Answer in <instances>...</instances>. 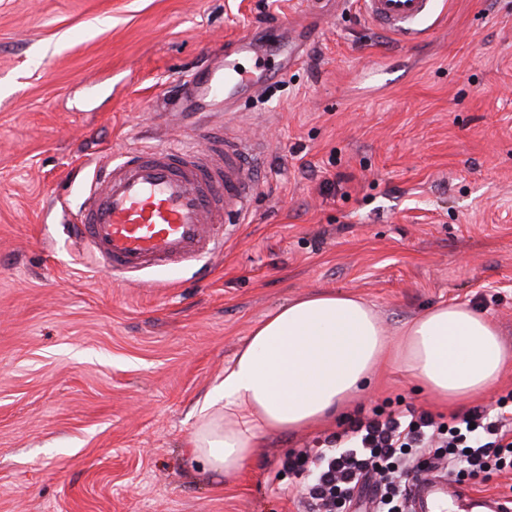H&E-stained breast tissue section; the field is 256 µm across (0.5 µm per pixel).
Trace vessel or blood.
<instances>
[{
  "label": "vessel or blood",
  "instance_id": "obj_1",
  "mask_svg": "<svg viewBox=\"0 0 512 512\" xmlns=\"http://www.w3.org/2000/svg\"><path fill=\"white\" fill-rule=\"evenodd\" d=\"M434 0H361L377 29L407 43L419 39L422 19ZM287 24L266 57L278 58L280 71L301 59L303 41H289ZM256 45L244 37L224 46V56L193 72L183 85L182 105L209 100L233 110L242 98L260 92L264 75L247 71L245 57ZM256 175L252 150L237 136L204 128L194 149L150 146L106 163L91 185L77 228L84 247L113 276L127 278L149 270L211 256L219 230L239 223L252 203ZM454 490L435 473H421L409 486L411 512H447Z\"/></svg>",
  "mask_w": 512,
  "mask_h": 512
}]
</instances>
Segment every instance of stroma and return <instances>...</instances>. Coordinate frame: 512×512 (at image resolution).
Segmentation results:
<instances>
[{"mask_svg":"<svg viewBox=\"0 0 512 512\" xmlns=\"http://www.w3.org/2000/svg\"><path fill=\"white\" fill-rule=\"evenodd\" d=\"M317 28L286 77L222 119L255 143L249 215L203 263L113 280L72 216L99 166L196 143L171 106L225 42L273 21ZM423 38L360 0H0V512H304L285 460L371 409H442L401 365L335 418L269 434L237 474L184 444L253 326L322 289L374 305L390 336L469 306L512 345V0H435ZM512 496V470L466 479Z\"/></svg>","mask_w":512,"mask_h":512,"instance_id":"35a3bbf8","label":"stroma"}]
</instances>
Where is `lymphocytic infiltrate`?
<instances>
[{
  "instance_id": "f902f5d3",
  "label": "lymphocytic infiltrate",
  "mask_w": 512,
  "mask_h": 512,
  "mask_svg": "<svg viewBox=\"0 0 512 512\" xmlns=\"http://www.w3.org/2000/svg\"><path fill=\"white\" fill-rule=\"evenodd\" d=\"M437 461L459 478L512 468V404L501 399L494 413L474 410L448 424L410 406L376 413L314 452L299 451L288 467L313 468L302 493L309 512H346L366 488L371 512H406L410 483Z\"/></svg>"
}]
</instances>
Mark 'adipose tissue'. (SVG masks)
Returning a JSON list of instances; mask_svg holds the SVG:
<instances>
[{
	"label": "adipose tissue",
	"mask_w": 512,
	"mask_h": 512,
	"mask_svg": "<svg viewBox=\"0 0 512 512\" xmlns=\"http://www.w3.org/2000/svg\"><path fill=\"white\" fill-rule=\"evenodd\" d=\"M390 351L443 404L488 390L512 364L494 323L466 306L429 309L405 323L393 345L363 299L317 291L287 301L252 328L205 397L187 454L203 471L238 473L266 435L298 433L366 390Z\"/></svg>",
	"instance_id": "adipose-tissue-1"
}]
</instances>
